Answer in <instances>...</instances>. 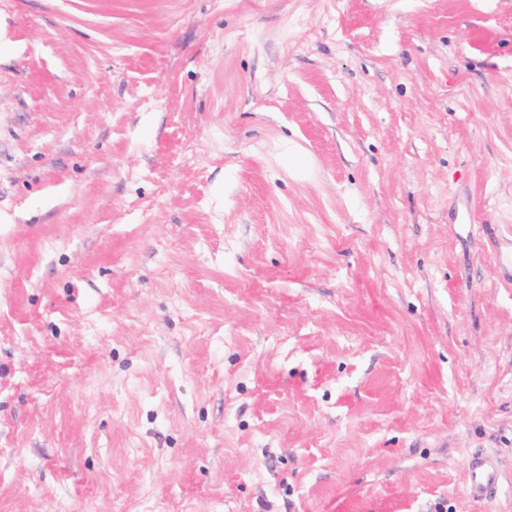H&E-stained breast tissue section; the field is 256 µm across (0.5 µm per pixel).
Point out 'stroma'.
Returning a JSON list of instances; mask_svg holds the SVG:
<instances>
[{
  "mask_svg": "<svg viewBox=\"0 0 512 512\" xmlns=\"http://www.w3.org/2000/svg\"><path fill=\"white\" fill-rule=\"evenodd\" d=\"M0 512H512V0H0ZM467 474L466 493L474 502H486L498 493L502 483L500 462L491 454L468 453L464 459Z\"/></svg>",
  "mask_w": 512,
  "mask_h": 512,
  "instance_id": "1",
  "label": "stroma"
}]
</instances>
